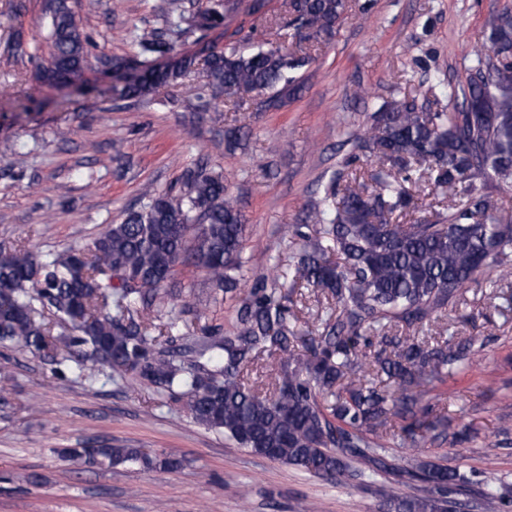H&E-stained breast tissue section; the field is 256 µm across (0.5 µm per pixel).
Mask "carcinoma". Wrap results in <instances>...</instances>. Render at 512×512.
<instances>
[{
    "instance_id": "obj_1",
    "label": "carcinoma",
    "mask_w": 512,
    "mask_h": 512,
    "mask_svg": "<svg viewBox=\"0 0 512 512\" xmlns=\"http://www.w3.org/2000/svg\"><path fill=\"white\" fill-rule=\"evenodd\" d=\"M238 0H170L163 26L130 32L139 60L112 62L114 93L145 100L201 67L205 83L185 108L224 98L238 112L277 109L300 89L298 74L316 62L312 49L330 42L350 0H288L291 21L278 43L218 48L208 33L225 25ZM52 53L38 78L78 85L90 66L87 38L68 0H46ZM190 36L201 54L177 55ZM15 60L32 57L22 34L8 46ZM427 93L448 96V111L417 99L384 101L370 114L355 149L375 163L370 182L337 170L321 187L310 224L290 225L297 246L288 271L253 285L237 313L236 332L175 348L171 331L190 312L175 304L156 325L152 307L179 265L201 268L209 300L235 293L242 281L246 219L221 170H184L165 191L147 189L141 205L85 246L37 255L0 247V346H19L89 381L132 374L182 406L197 424L282 465L338 482L382 477L388 512H444L466 477L423 458L429 434L451 445L476 431H438L442 416L429 398L448 374L465 369L482 346L470 337L419 341L480 288L492 272L512 275V217L487 184L512 187V10L489 22L487 45L470 56L466 83L442 80ZM417 178L449 200L434 222L400 224L393 215L413 197ZM312 288L328 303L326 318L296 329L293 294ZM71 326L61 340L42 312ZM301 342V351L290 348ZM281 352L273 386L262 392L245 378L262 352ZM62 457L98 467L174 470L175 457L142 448H65ZM482 512H501L495 477L485 480ZM410 488L417 495H401Z\"/></svg>"
}]
</instances>
